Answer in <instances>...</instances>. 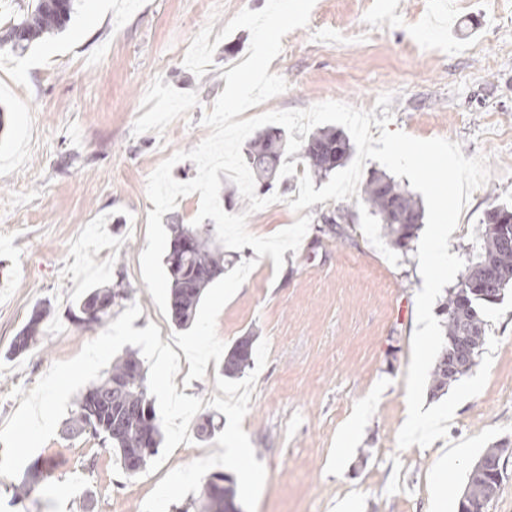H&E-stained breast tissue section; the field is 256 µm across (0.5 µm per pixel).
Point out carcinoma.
<instances>
[{
  "mask_svg": "<svg viewBox=\"0 0 512 512\" xmlns=\"http://www.w3.org/2000/svg\"><path fill=\"white\" fill-rule=\"evenodd\" d=\"M73 0H34L26 16L7 28L0 43L19 46L55 34L70 19ZM286 135L279 128L259 133L250 143L247 165L262 192L283 177ZM352 151L350 139L339 129L327 128L308 137L301 146L303 169L310 177L321 180L342 166ZM363 204L379 218L384 236L400 250H410L423 223L419 201L384 173L373 172L362 189ZM169 276L172 320L186 327L195 315L206 288L224 272V246L216 237L215 225L172 226L170 249L165 256ZM491 267L493 275L482 277ZM512 288V207L498 206L488 210L477 227L472 259L468 260L457 284L448 291L439 308L444 316V333L449 344L459 336L470 337L472 358L448 367V347L442 348L431 372V392L437 395L468 374L478 365L485 343L486 323L482 308L501 303ZM130 290L122 281L90 289L69 310L76 327L105 325L112 317V306L127 299ZM52 314L50 305L34 307L28 323L17 333L9 353L21 356L35 343L32 333L39 332ZM253 337H240L224 356V375L233 378L252 364ZM65 432L73 438L97 439L112 448L121 467L132 454L141 459L155 454L162 441L161 424L154 402L149 397L142 361L134 351L112 362L103 376L83 392L65 421ZM37 466H32L15 496L24 502L47 479ZM233 481L222 472L205 478L198 498L186 506H173L174 512H235Z\"/></svg>",
  "mask_w": 512,
  "mask_h": 512,
  "instance_id": "1",
  "label": "carcinoma"
}]
</instances>
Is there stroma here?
<instances>
[{
    "mask_svg": "<svg viewBox=\"0 0 512 512\" xmlns=\"http://www.w3.org/2000/svg\"><path fill=\"white\" fill-rule=\"evenodd\" d=\"M265 4L76 0L58 34L0 49V427L54 363L96 338L67 317L90 288L123 281L142 309L134 328L156 324L172 344L178 328L141 274L154 208L147 179L208 135L201 118L251 42L248 30H222ZM208 24L223 39L199 77L183 60ZM269 70L288 87L246 117L329 100L370 110L390 93V130L487 157L490 178L463 208L450 253L467 257L485 212L512 206V0H315L308 25L283 37ZM283 167L285 180L273 187L280 201L247 214L252 235L297 219L298 154ZM306 213L310 227L282 268L249 246L226 259L228 271L255 263L216 321L225 345L254 337L252 366L228 378L211 361L191 381L187 359L179 361L174 383L202 398L215 424L210 438L180 444L156 472L131 476L96 441L56 433L35 453L45 485L21 509L14 479L0 477V512H170L215 472L233 478L242 512H432L441 477L447 512H457L471 468L499 442L509 450L490 512H512V292L483 313L499 341L483 391L458 406L447 438L398 449L419 262L388 243L359 196ZM338 213L340 224L323 223ZM44 299L51 317L28 353L11 356L13 337ZM233 435L245 440L261 484L245 485L238 462L225 457ZM190 468L198 481L181 483Z\"/></svg>",
    "mask_w": 512,
    "mask_h": 512,
    "instance_id": "35a3bbf8",
    "label": "stroma"
}]
</instances>
